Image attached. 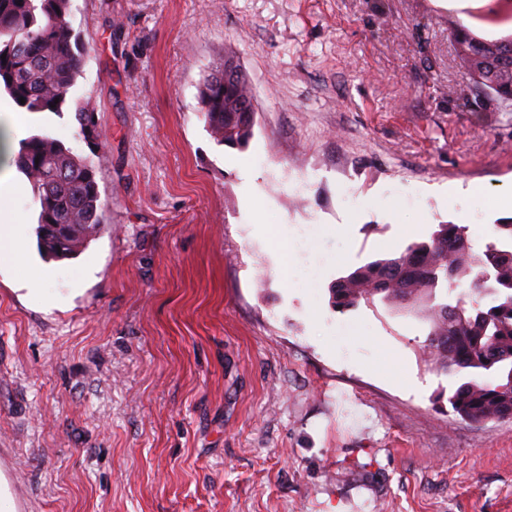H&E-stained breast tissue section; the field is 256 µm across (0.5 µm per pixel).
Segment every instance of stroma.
<instances>
[{"label":"stroma","mask_w":512,"mask_h":512,"mask_svg":"<svg viewBox=\"0 0 512 512\" xmlns=\"http://www.w3.org/2000/svg\"><path fill=\"white\" fill-rule=\"evenodd\" d=\"M97 109L30 115L90 158L106 222L0 269V485L12 512H512V420L454 415L427 326L336 311L368 261L466 225L498 237L512 111L453 95L449 34L512 36L493 0H72ZM233 58L247 147L217 144L204 78ZM50 272L42 298L25 281Z\"/></svg>","instance_id":"obj_1"}]
</instances>
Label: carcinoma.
<instances>
[{
	"instance_id": "1",
	"label": "carcinoma",
	"mask_w": 512,
	"mask_h": 512,
	"mask_svg": "<svg viewBox=\"0 0 512 512\" xmlns=\"http://www.w3.org/2000/svg\"><path fill=\"white\" fill-rule=\"evenodd\" d=\"M70 0H0V89L32 113L69 110L86 142L99 144L96 109L72 100L81 76V52L69 21ZM468 90L486 91L512 109V39L483 41L462 27L452 31ZM252 98L244 71L224 82L218 68L203 80L201 112L219 144L242 147L252 134ZM17 168L33 187L38 204L37 242L48 260L71 259L105 223L93 165L49 135L25 139ZM500 236L473 258L467 228L439 224L427 241L400 254L378 258L341 276L330 288L338 311L380 301L428 324L426 346L438 369L458 376L448 403L465 421L481 423L512 414V218L497 225ZM466 285L490 305L472 312L448 303Z\"/></svg>"
}]
</instances>
